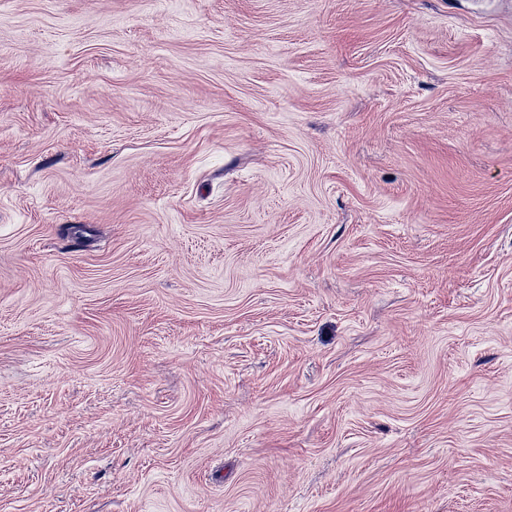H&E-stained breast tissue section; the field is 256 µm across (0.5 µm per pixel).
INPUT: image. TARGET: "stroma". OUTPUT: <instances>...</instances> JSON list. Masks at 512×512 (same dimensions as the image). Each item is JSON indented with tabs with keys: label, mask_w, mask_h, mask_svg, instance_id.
Instances as JSON below:
<instances>
[{
	"label": "stroma",
	"mask_w": 512,
	"mask_h": 512,
	"mask_svg": "<svg viewBox=\"0 0 512 512\" xmlns=\"http://www.w3.org/2000/svg\"><path fill=\"white\" fill-rule=\"evenodd\" d=\"M0 512H512V0H0Z\"/></svg>",
	"instance_id": "1"
}]
</instances>
